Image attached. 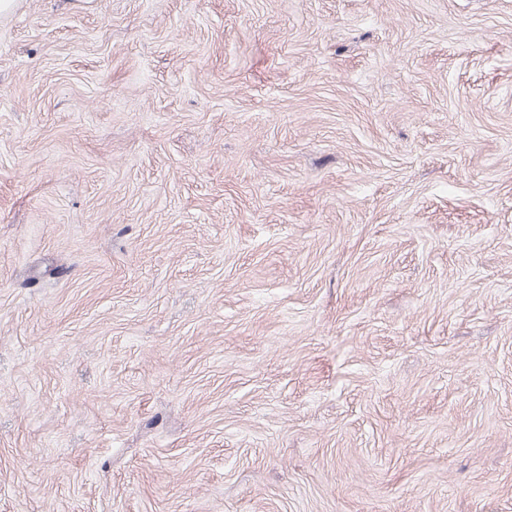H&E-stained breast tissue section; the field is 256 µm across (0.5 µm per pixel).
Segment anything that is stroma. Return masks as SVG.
I'll list each match as a JSON object with an SVG mask.
<instances>
[{
	"mask_svg": "<svg viewBox=\"0 0 512 512\" xmlns=\"http://www.w3.org/2000/svg\"><path fill=\"white\" fill-rule=\"evenodd\" d=\"M0 512H512V0L0 15Z\"/></svg>",
	"mask_w": 512,
	"mask_h": 512,
	"instance_id": "1",
	"label": "stroma"
}]
</instances>
